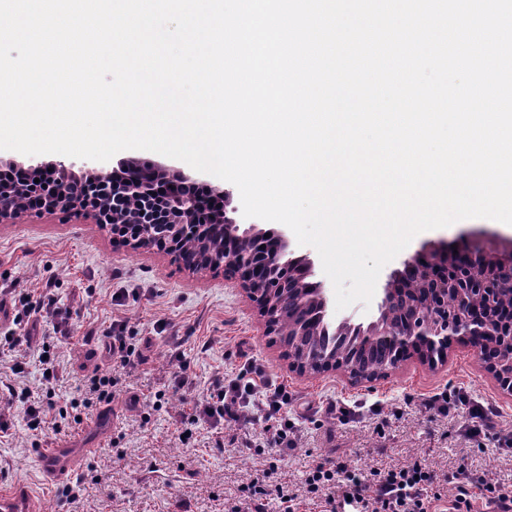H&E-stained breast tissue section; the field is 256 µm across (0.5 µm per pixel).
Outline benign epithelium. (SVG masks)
Instances as JSON below:
<instances>
[{
  "label": "benign epithelium",
  "mask_w": 512,
  "mask_h": 512,
  "mask_svg": "<svg viewBox=\"0 0 512 512\" xmlns=\"http://www.w3.org/2000/svg\"><path fill=\"white\" fill-rule=\"evenodd\" d=\"M48 190L35 186H0V223L13 224L20 215L46 213L64 221L90 218L97 224L112 223V239L131 249L157 247L200 275L224 270V279L241 289L257 310L267 335H274V323L294 305L308 311L306 324L320 322L331 327L327 291L310 283L313 262L308 257H288L289 239L284 231L266 232L257 224L241 221L238 211L228 208L229 193L213 189L215 208L210 210L185 190L189 178L156 167L137 170L122 179L94 162L82 165L81 174L63 163L40 167ZM168 224L192 226L205 231L207 224L224 227V256L203 262L184 253L178 235L166 230ZM512 288V251L487 254L466 249L448 254L443 247L416 253L401 262L387 277L378 304V316L368 323L342 321L334 331L349 330L355 345L383 349L394 354L388 370L416 355L436 367L448 360V350L463 342L478 358L488 348L497 352L487 368L500 388L512 395V314L494 325L485 310ZM457 305L448 310V294ZM289 367L307 374L340 371L353 382L371 379L372 369L343 360L330 359L322 352L308 360L288 345Z\"/></svg>",
  "instance_id": "7a95c632"
}]
</instances>
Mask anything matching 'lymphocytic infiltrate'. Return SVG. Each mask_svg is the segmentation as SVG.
Returning <instances> with one entry per match:
<instances>
[{"instance_id": "lymphocytic-infiltrate-1", "label": "lymphocytic infiltrate", "mask_w": 512, "mask_h": 512, "mask_svg": "<svg viewBox=\"0 0 512 512\" xmlns=\"http://www.w3.org/2000/svg\"><path fill=\"white\" fill-rule=\"evenodd\" d=\"M15 328L0 336V355L12 357L11 378H0V393L10 397L23 395V419L29 430L61 432L69 421L85 410L108 404L119 397L128 374L143 364L145 355L138 337L122 320H112L105 328L66 329L62 340L81 337L99 341L112 363L110 373L94 372L84 381L81 398L58 397L56 387L63 371L42 343L38 359L43 367L39 392L19 390L15 379L24 377L27 361L21 347L32 345L42 319L60 315L54 283L42 288H15L11 291ZM261 423V431L243 426L244 417ZM178 438L188 443L196 426L206 424L217 430L215 447L244 448L257 454L294 445L288 418V393L263 370H240L216 383L193 402L191 413L181 419ZM436 476L420 461L410 460L388 469L363 470L351 467L343 459L317 464L305 480L302 492L294 493L279 484L259 477L247 485L239 498L224 503V512H512V487L498 484L459 468L452 476L454 493L445 497L435 490Z\"/></svg>"}]
</instances>
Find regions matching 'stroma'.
<instances>
[{
	"label": "stroma",
	"mask_w": 512,
	"mask_h": 512,
	"mask_svg": "<svg viewBox=\"0 0 512 512\" xmlns=\"http://www.w3.org/2000/svg\"><path fill=\"white\" fill-rule=\"evenodd\" d=\"M446 244L460 250L476 244L506 250L512 248V229L475 218L426 231L389 266L397 268L401 258ZM49 280L71 321L103 328L124 317L130 331L152 337L147 364L127 380L130 392L149 393L157 380L175 372L166 343L172 333L187 339L199 393L238 369L241 352L253 356L257 368L285 385L295 403L309 408L297 423L296 446L272 474V482L300 488L312 465L340 457L363 468H388L418 458L441 476L464 466L512 485V449L483 453L466 435L462 406L484 405L497 411L485 430L487 437L512 439V396L467 345H453L447 363L437 369L413 357L372 382L356 384L339 372L300 376L289 370L281 349L264 335L251 303L223 273L195 275L164 252H135L113 244L110 232L89 221L64 223L42 215L0 224V289L33 288ZM119 290L124 299L118 306L112 295ZM160 319L168 328L157 335L153 325ZM198 337L210 339L207 352L197 349ZM58 356L67 371L58 389L67 396L76 395L87 371L105 364L92 345L81 342L60 345ZM441 392L448 395L449 410L428 403ZM114 405L118 422L78 469L84 478L79 512H183L187 504L193 512H224L225 494L238 491L269 465L265 455L212 447L205 428L194 447H185L166 412L151 413L145 421L125 399ZM74 437L71 429L36 434L16 420L0 436V486L26 481L40 497L43 512H69L59 487L42 484L34 457L37 448Z\"/></svg>",
	"instance_id": "stroma-1"
}]
</instances>
